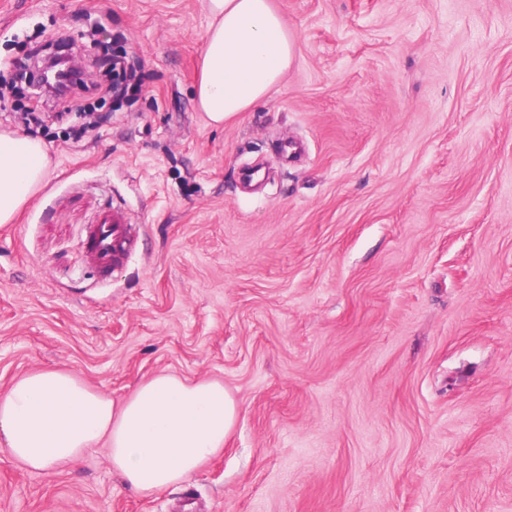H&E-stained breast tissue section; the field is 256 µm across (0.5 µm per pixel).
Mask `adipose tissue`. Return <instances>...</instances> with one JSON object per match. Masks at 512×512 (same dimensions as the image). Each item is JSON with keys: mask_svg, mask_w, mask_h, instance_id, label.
Here are the masks:
<instances>
[{"mask_svg": "<svg viewBox=\"0 0 512 512\" xmlns=\"http://www.w3.org/2000/svg\"><path fill=\"white\" fill-rule=\"evenodd\" d=\"M197 103L223 124L262 100L291 65L294 41L271 0H208ZM50 166L45 143L0 132V224L13 223ZM238 407L223 384L158 374L122 403L71 371L45 368L0 392V441L32 471L75 464L96 449L132 490L181 483L224 447Z\"/></svg>", "mask_w": 512, "mask_h": 512, "instance_id": "1", "label": "adipose tissue"}]
</instances>
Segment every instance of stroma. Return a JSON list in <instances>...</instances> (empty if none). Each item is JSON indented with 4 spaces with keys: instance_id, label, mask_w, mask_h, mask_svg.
<instances>
[{
    "instance_id": "1",
    "label": "stroma",
    "mask_w": 512,
    "mask_h": 512,
    "mask_svg": "<svg viewBox=\"0 0 512 512\" xmlns=\"http://www.w3.org/2000/svg\"><path fill=\"white\" fill-rule=\"evenodd\" d=\"M295 60L247 111L195 102L206 0H0V78L104 44L133 104L89 94L0 224V391L46 367L120 402L212 378L239 416L150 495L104 450L30 472L0 445V512H512V0H271ZM292 140L298 155H284ZM131 252L102 276L101 212ZM112 224H125L118 211H107L96 224L88 227L86 248L92 261L102 274L112 272Z\"/></svg>"
}]
</instances>
